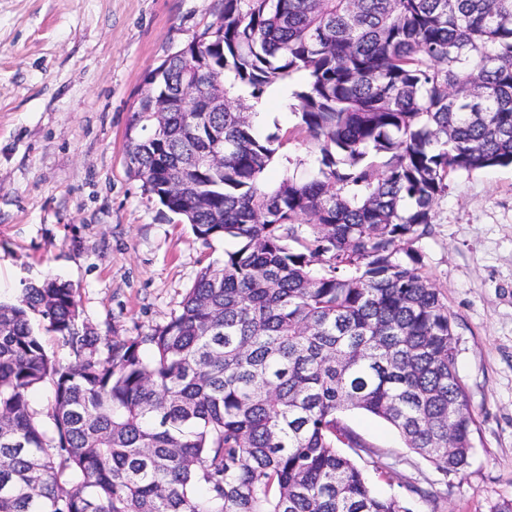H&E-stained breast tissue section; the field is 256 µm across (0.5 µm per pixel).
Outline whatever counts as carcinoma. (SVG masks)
I'll use <instances>...</instances> for the list:
<instances>
[{"label": "carcinoma", "instance_id": "obj_1", "mask_svg": "<svg viewBox=\"0 0 512 512\" xmlns=\"http://www.w3.org/2000/svg\"><path fill=\"white\" fill-rule=\"evenodd\" d=\"M221 2L145 76L172 111L140 100L130 125L153 132L127 166L197 239L239 247L141 336L100 335L53 278L0 301V512H412L372 491L358 461L388 465L352 412L446 476L470 464L448 307L407 245L454 174L512 166V0ZM299 72L295 124L261 136L241 100ZM209 94L224 111L200 127ZM293 141L316 156L307 181ZM218 147L223 168L178 167ZM308 150L305 145L298 142H292L282 149L292 158L293 165L290 166V172L294 171L297 177H308L317 165L315 157Z\"/></svg>", "mask_w": 512, "mask_h": 512}]
</instances>
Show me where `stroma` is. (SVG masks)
I'll return each instance as SVG.
<instances>
[{"label": "stroma", "mask_w": 512, "mask_h": 512, "mask_svg": "<svg viewBox=\"0 0 512 512\" xmlns=\"http://www.w3.org/2000/svg\"><path fill=\"white\" fill-rule=\"evenodd\" d=\"M221 0H0V298L71 283L100 335L149 332L235 240H198L128 172L126 132L145 75L198 39ZM285 89L252 101L261 134L295 121ZM412 250L451 316L456 369L477 420L470 465L443 476L384 420L346 423L384 451L381 496L412 512H495L512 500V166L455 174ZM430 482L428 503L409 496Z\"/></svg>", "instance_id": "obj_1"}]
</instances>
